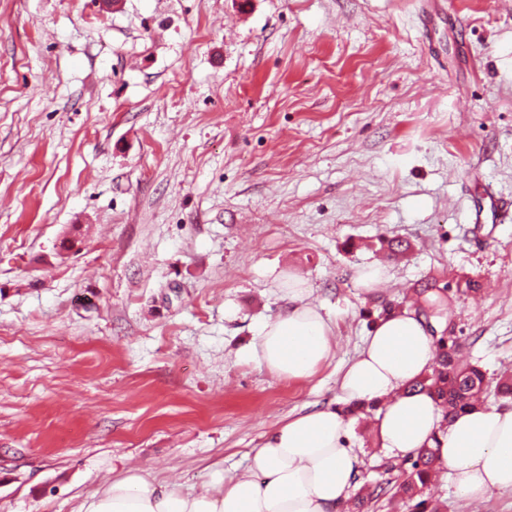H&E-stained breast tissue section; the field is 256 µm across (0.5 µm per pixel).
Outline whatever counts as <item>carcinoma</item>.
<instances>
[{
  "mask_svg": "<svg viewBox=\"0 0 512 512\" xmlns=\"http://www.w3.org/2000/svg\"><path fill=\"white\" fill-rule=\"evenodd\" d=\"M436 360L431 371L417 380L414 387L426 391L438 401L443 419L479 401L487 391L485 373L480 367L463 362L450 336L435 337ZM405 478L397 495L406 512H440L438 503L426 494L434 479L446 472L436 452L423 448L405 460Z\"/></svg>",
  "mask_w": 512,
  "mask_h": 512,
  "instance_id": "carcinoma-1",
  "label": "carcinoma"
}]
</instances>
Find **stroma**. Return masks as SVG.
<instances>
[{
	"mask_svg": "<svg viewBox=\"0 0 512 512\" xmlns=\"http://www.w3.org/2000/svg\"><path fill=\"white\" fill-rule=\"evenodd\" d=\"M500 198L512 0H0V512L244 471L433 280L460 357L512 375ZM299 279L336 354L278 380L248 352ZM349 444L364 512H403L390 453ZM385 272L386 268L380 264L365 267L359 273L357 283L365 293H375L380 289L375 287L384 281Z\"/></svg>",
	"mask_w": 512,
	"mask_h": 512,
	"instance_id": "1",
	"label": "stroma"
}]
</instances>
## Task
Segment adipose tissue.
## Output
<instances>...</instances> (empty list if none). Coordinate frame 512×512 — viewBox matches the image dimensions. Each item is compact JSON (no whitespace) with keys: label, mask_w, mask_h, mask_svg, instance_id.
Instances as JSON below:
<instances>
[{"label":"adipose tissue","mask_w":512,"mask_h":512,"mask_svg":"<svg viewBox=\"0 0 512 512\" xmlns=\"http://www.w3.org/2000/svg\"><path fill=\"white\" fill-rule=\"evenodd\" d=\"M308 288H288V307L266 322L250 348L273 376L305 380L336 350L331 320L308 302ZM435 358L424 316L403 309L382 317L341 373L347 404L377 406L378 445L400 456L438 447L457 495L479 504L512 491V403L473 405L444 420L437 402L414 390ZM351 419L326 406L288 417L248 454L244 472L217 469L207 486L188 491L139 468L126 470L84 501L79 512H341L361 478L348 444Z\"/></svg>","instance_id":"1"}]
</instances>
